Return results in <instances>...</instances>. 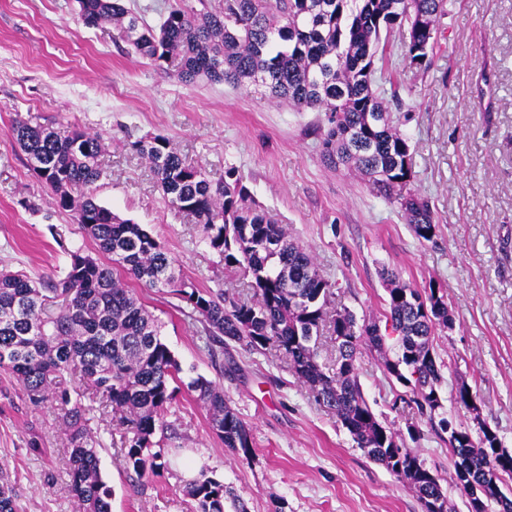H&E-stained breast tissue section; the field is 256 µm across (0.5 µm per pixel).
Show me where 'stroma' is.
Instances as JSON below:
<instances>
[{"instance_id":"35a3bbf8","label":"stroma","mask_w":512,"mask_h":512,"mask_svg":"<svg viewBox=\"0 0 512 512\" xmlns=\"http://www.w3.org/2000/svg\"><path fill=\"white\" fill-rule=\"evenodd\" d=\"M442 36L428 69L402 51V130L413 149L414 193L436 217L431 240L417 239L398 203L323 159L329 113L296 111L253 90L197 80L184 83L135 56L111 26L86 27L76 0H0V271L62 280L69 253L97 247L59 209L12 137L23 119L60 132H102L104 176L97 201L144 225L197 287L246 296L237 275L206 240L202 225L172 211L133 141L160 135L210 179L234 169L256 204L307 248L333 284L332 307L378 316L387 293L383 270L412 287L439 288L452 323L438 328L448 416L472 425L454 397L476 396L481 421L512 451V0H446ZM134 289L161 322L183 379L221 383L247 424L250 460L238 459L187 392L169 409L153 450L167 468L139 477L120 447L125 429L111 407L91 399L89 425L102 439L99 465L112 512H193L187 480L200 469L232 486L248 512H421L416 496L358 448L335 414L320 405L272 350L206 346L203 326L166 291ZM363 393L376 414L405 438L438 476L453 512H467L445 443L415 406L397 403L407 387L385 376L376 351L357 356ZM68 431L53 402L30 403L0 371V471L17 512H77L68 488Z\"/></svg>"}]
</instances>
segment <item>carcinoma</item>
<instances>
[{
  "instance_id": "obj_1",
  "label": "carcinoma",
  "mask_w": 512,
  "mask_h": 512,
  "mask_svg": "<svg viewBox=\"0 0 512 512\" xmlns=\"http://www.w3.org/2000/svg\"><path fill=\"white\" fill-rule=\"evenodd\" d=\"M85 25L110 23L139 57L162 66L177 61L185 83L212 82L252 87L271 102L298 111L331 112L322 140L323 157L335 168L352 166L383 198L400 205L415 236L429 240L436 220L428 204L408 189L414 178L409 138L400 130L402 74L389 70L374 83L378 64L400 46L412 67L429 60L441 36L445 0H222L214 10L182 3L159 28L123 0H78ZM12 136L29 167L52 190L59 208L77 223L111 263L74 251L66 277L45 289L19 271H0V371L18 378L35 405L53 397L69 428L70 489L79 512H111L112 491L99 469L101 439L86 423L81 396L53 386L79 372L96 395L121 413L127 428L123 459L139 475L165 466L150 453L157 431L175 399L171 384L181 364L161 339V324L133 289L114 275L165 288L199 316L206 339L244 342L256 351L273 345L294 373L331 410L358 447L405 483L422 512H451L447 492L424 461L381 420L363 395L356 359L363 346L382 351L384 372L410 388L413 402L431 425L448 434L456 484L466 507L476 498L512 512V452L483 423L472 430L448 419L438 393L441 365L432 337L451 322L448 303L436 288L421 291L386 269L383 318L357 321L347 310H328L332 283L312 256L250 200L231 168L224 180L183 159L162 136L140 139L132 148L149 164L170 208L203 225L209 247L224 269L241 271L253 298L226 301L224 293L200 289L175 273L174 260L142 225L98 203L92 186L104 170L103 138L74 129L17 120ZM385 327H380V322ZM329 331L336 342L335 371L317 361V340ZM209 413L212 431L244 460L252 456L246 423L224 397L223 386L198 376L187 385ZM195 512H247L235 490L203 468L185 486ZM14 488L0 472V512H15Z\"/></svg>"
}]
</instances>
